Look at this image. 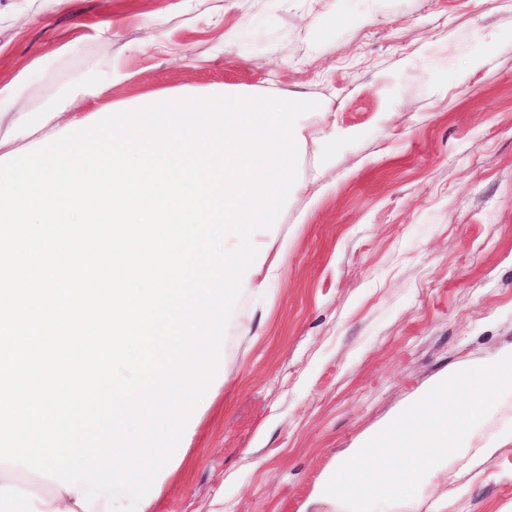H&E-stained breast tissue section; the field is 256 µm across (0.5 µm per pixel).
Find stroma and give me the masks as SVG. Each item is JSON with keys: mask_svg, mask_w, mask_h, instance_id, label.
<instances>
[{"mask_svg": "<svg viewBox=\"0 0 512 512\" xmlns=\"http://www.w3.org/2000/svg\"><path fill=\"white\" fill-rule=\"evenodd\" d=\"M111 64L129 79L88 111L221 86L320 104L157 512H297L360 433L512 342V0H0L11 111ZM456 468L452 512H512V447Z\"/></svg>", "mask_w": 512, "mask_h": 512, "instance_id": "stroma-1", "label": "stroma"}]
</instances>
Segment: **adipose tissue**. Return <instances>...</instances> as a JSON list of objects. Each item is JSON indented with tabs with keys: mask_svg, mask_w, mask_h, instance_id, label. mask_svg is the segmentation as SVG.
<instances>
[{
	"mask_svg": "<svg viewBox=\"0 0 512 512\" xmlns=\"http://www.w3.org/2000/svg\"><path fill=\"white\" fill-rule=\"evenodd\" d=\"M469 382L446 372L405 407L353 440L314 483L299 512H393L396 503L446 512L428 488L452 477L455 461L476 467L512 443V428L478 440L475 427L512 394V343L468 365Z\"/></svg>",
	"mask_w": 512,
	"mask_h": 512,
	"instance_id": "obj_1",
	"label": "adipose tissue"
}]
</instances>
